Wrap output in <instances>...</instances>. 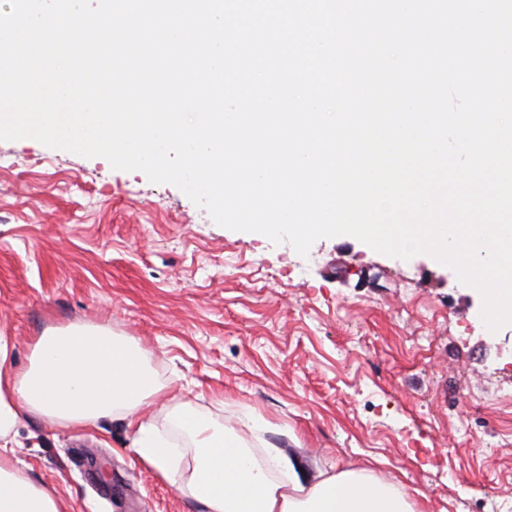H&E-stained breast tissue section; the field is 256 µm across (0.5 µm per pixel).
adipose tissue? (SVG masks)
<instances>
[{"mask_svg": "<svg viewBox=\"0 0 512 512\" xmlns=\"http://www.w3.org/2000/svg\"><path fill=\"white\" fill-rule=\"evenodd\" d=\"M0 336V512H61L54 494L17 464L12 433L23 415L57 425L121 418L131 448L199 503L204 512H415L405 489L366 468L301 477L277 449L255 454L264 425L242 409L239 429L191 408L174 411L173 426L193 448L189 474L179 472L178 450L141 412L163 389L146 352L131 336L108 327L73 324L38 337L30 363L12 365Z\"/></svg>", "mask_w": 512, "mask_h": 512, "instance_id": "adipose-tissue-1", "label": "adipose tissue"}]
</instances>
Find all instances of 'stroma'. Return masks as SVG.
I'll return each mask as SVG.
<instances>
[{
    "mask_svg": "<svg viewBox=\"0 0 512 512\" xmlns=\"http://www.w3.org/2000/svg\"><path fill=\"white\" fill-rule=\"evenodd\" d=\"M477 290L426 254L352 237L308 256L213 222L171 184L102 157L0 140V335L25 368L36 337L109 326L149 352L166 389L145 407L234 425L243 406L282 454L327 472L366 467L416 512L512 503V324L489 331ZM24 471L62 512H202L130 449L124 423L24 416ZM112 473L103 487L95 464Z\"/></svg>",
    "mask_w": 512,
    "mask_h": 512,
    "instance_id": "obj_1",
    "label": "stroma"
}]
</instances>
